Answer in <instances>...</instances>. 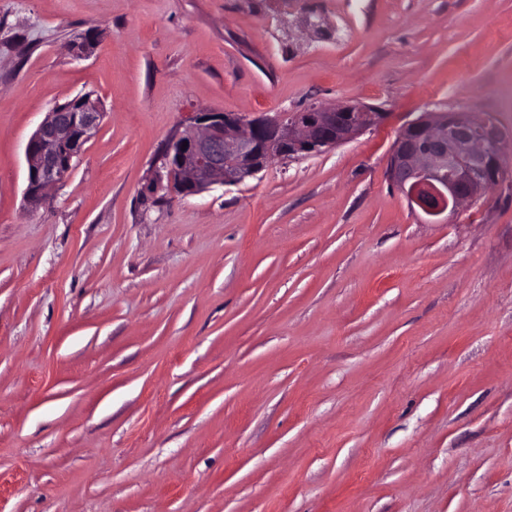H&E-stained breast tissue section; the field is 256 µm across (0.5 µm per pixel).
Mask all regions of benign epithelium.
I'll use <instances>...</instances> for the list:
<instances>
[{"mask_svg":"<svg viewBox=\"0 0 512 512\" xmlns=\"http://www.w3.org/2000/svg\"><path fill=\"white\" fill-rule=\"evenodd\" d=\"M103 112L81 94L47 114L26 146V202L44 204L50 188L72 172L84 145L98 131ZM387 114L363 104L247 117L195 112L172 135L160 156L172 190L187 196L213 185L234 186L274 159L288 160L334 149L374 130ZM512 137L486 116L468 111L426 112L397 133L386 160L391 189L432 223L446 222L460 207L487 196L502 177Z\"/></svg>","mask_w":512,"mask_h":512,"instance_id":"1","label":"benign epithelium"}]
</instances>
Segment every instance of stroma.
<instances>
[{
  "instance_id": "35a3bbf8",
  "label": "stroma",
  "mask_w": 512,
  "mask_h": 512,
  "mask_svg": "<svg viewBox=\"0 0 512 512\" xmlns=\"http://www.w3.org/2000/svg\"><path fill=\"white\" fill-rule=\"evenodd\" d=\"M84 93L103 122L30 209L26 143ZM314 103L388 117L156 179L191 113ZM458 110L512 136V0H0V512H512V156L443 224L385 175Z\"/></svg>"
}]
</instances>
